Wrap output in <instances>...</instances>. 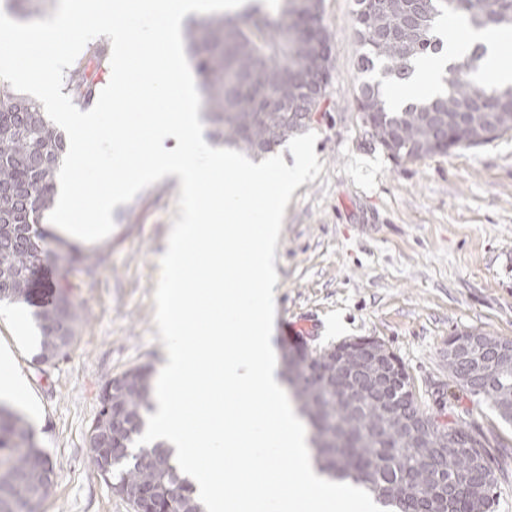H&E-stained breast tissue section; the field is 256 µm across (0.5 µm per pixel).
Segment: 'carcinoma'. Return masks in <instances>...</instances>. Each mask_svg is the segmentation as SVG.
Segmentation results:
<instances>
[{"label":"carcinoma","mask_w":512,"mask_h":512,"mask_svg":"<svg viewBox=\"0 0 512 512\" xmlns=\"http://www.w3.org/2000/svg\"><path fill=\"white\" fill-rule=\"evenodd\" d=\"M359 68L382 67L395 83H404L415 60L437 54L443 41L437 19L448 13L476 28L512 31V0H383L373 10L356 0ZM322 0H282L271 14L248 6L237 15L211 17L186 33L188 50L201 77L203 118L212 137L228 148L260 156L301 132L306 125L291 112H319L321 102L303 83L312 71V32L321 26ZM485 53L476 45L463 63L450 70L447 89L432 99L405 107L387 105L380 84L361 85L358 105L369 116L372 137L395 159L420 160L457 149H469L512 131V86L478 84L472 66ZM78 64L68 72L64 90L79 104L90 103L95 85ZM65 155V136L36 101L0 81V295L10 304H27L36 264L58 244V260L100 264V254H82L59 237L44 232L45 213L56 202V175ZM49 307L35 313L41 333L38 358H56L71 345L80 316L67 285ZM67 341L60 343L58 337ZM336 347L315 352L286 351L283 362L295 361L293 398L311 427L314 460L333 479L348 481L371 493L380 503L405 512L432 506L435 512H490L497 484L488 466L489 485L474 489L470 475L475 462L487 458L480 433L464 419L444 424L431 414L430 428L420 436L408 432L400 410L412 390L410 378L375 379L366 372L353 378L363 391L306 381L312 370L335 357ZM464 359H448V373L460 388L488 401L505 422H512V363L496 364L476 381ZM152 369L132 368L107 382L102 406L88 432V460L103 473V457L94 452L99 438L112 445V408L127 427L120 431L130 458L112 464V491L126 485L152 491L153 512H203L192 484L170 449L162 442L142 447L136 441L152 407ZM51 463L37 447L24 419L0 404V512H29L30 501L42 502L52 483L45 480Z\"/></svg>","instance_id":"1"}]
</instances>
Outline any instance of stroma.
<instances>
[{"instance_id": "stroma-1", "label": "stroma", "mask_w": 512, "mask_h": 512, "mask_svg": "<svg viewBox=\"0 0 512 512\" xmlns=\"http://www.w3.org/2000/svg\"><path fill=\"white\" fill-rule=\"evenodd\" d=\"M331 80L309 124L324 168L290 199L275 251L276 321L301 320L308 349L371 337L402 362L418 403L483 434L498 483L491 512H512V425L448 374V339L512 337V132L471 149L397 161L358 108L355 0H323ZM180 195L164 179L112 211L103 264L62 269L82 322L66 355L39 362L35 305H0V356L22 381L10 406L49 456L55 480L39 512H133L88 462L103 386L138 365L160 373L154 323L159 253Z\"/></svg>"}]
</instances>
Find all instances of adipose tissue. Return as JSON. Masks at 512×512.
Segmentation results:
<instances>
[{"label":"adipose tissue","mask_w":512,"mask_h":512,"mask_svg":"<svg viewBox=\"0 0 512 512\" xmlns=\"http://www.w3.org/2000/svg\"><path fill=\"white\" fill-rule=\"evenodd\" d=\"M482 43L486 48L481 67L472 78L478 82H492L498 86L512 85V58L506 57L502 44L495 38L463 29L461 34L445 37L442 54L417 60L410 84L423 96L433 97L442 92L443 79L448 67L461 60L472 43Z\"/></svg>","instance_id":"ef3b65f1"}]
</instances>
